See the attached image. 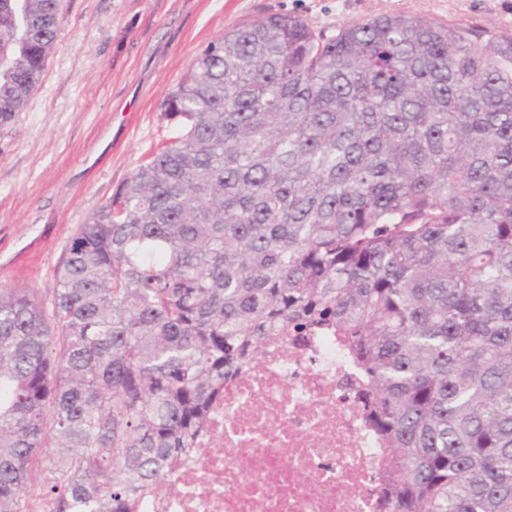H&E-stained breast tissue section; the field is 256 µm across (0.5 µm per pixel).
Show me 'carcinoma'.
<instances>
[{"label":"carcinoma","instance_id":"cac0c4a2","mask_svg":"<svg viewBox=\"0 0 512 512\" xmlns=\"http://www.w3.org/2000/svg\"><path fill=\"white\" fill-rule=\"evenodd\" d=\"M62 0H0V125ZM177 136L96 206L51 309L0 292V512H132L267 336L341 337L393 512H512V36L272 13L210 42Z\"/></svg>","mask_w":512,"mask_h":512}]
</instances>
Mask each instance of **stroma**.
<instances>
[{
	"label": "stroma",
	"instance_id": "35a3bbf8",
	"mask_svg": "<svg viewBox=\"0 0 512 512\" xmlns=\"http://www.w3.org/2000/svg\"><path fill=\"white\" fill-rule=\"evenodd\" d=\"M271 13L300 15L328 36L392 13L512 35V0H63L40 84L0 125V290L51 304L91 210L175 136L161 107L190 63Z\"/></svg>",
	"mask_w": 512,
	"mask_h": 512
}]
</instances>
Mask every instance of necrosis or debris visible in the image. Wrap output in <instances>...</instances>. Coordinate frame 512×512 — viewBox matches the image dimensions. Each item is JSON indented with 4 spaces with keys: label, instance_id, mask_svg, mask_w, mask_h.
I'll return each instance as SVG.
<instances>
[{
    "label": "necrosis or debris",
    "instance_id": "1",
    "mask_svg": "<svg viewBox=\"0 0 512 512\" xmlns=\"http://www.w3.org/2000/svg\"><path fill=\"white\" fill-rule=\"evenodd\" d=\"M341 341L271 339L224 380L205 432L134 512H389L388 454Z\"/></svg>",
    "mask_w": 512,
    "mask_h": 512
}]
</instances>
